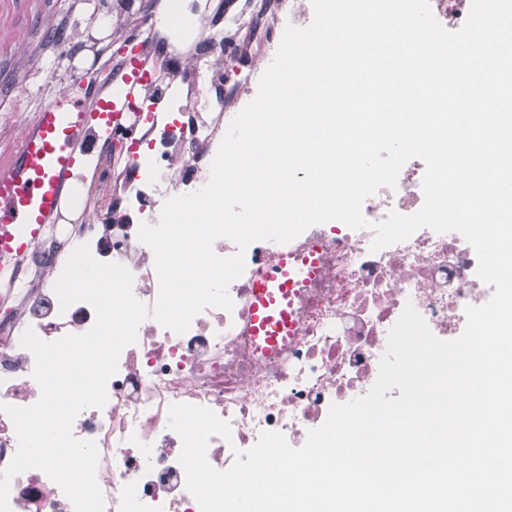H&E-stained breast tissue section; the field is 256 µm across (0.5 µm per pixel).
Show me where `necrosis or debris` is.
Wrapping results in <instances>:
<instances>
[{
  "label": "necrosis or debris",
  "instance_id": "necrosis-or-debris-1",
  "mask_svg": "<svg viewBox=\"0 0 512 512\" xmlns=\"http://www.w3.org/2000/svg\"><path fill=\"white\" fill-rule=\"evenodd\" d=\"M192 23L153 30L139 44L140 58L156 64L141 91L120 97L121 131L140 150L121 167L108 168L89 195L94 214L81 224H56L26 252L15 269L17 288L0 312V405L28 407L41 397L35 359L21 344L26 331L44 341L82 334L94 324L85 302L61 308L55 284L73 251L88 246L102 262L125 266L133 294L147 308L159 297L154 254L138 237L140 223L157 224L165 201L203 187L232 119L259 87L263 68L251 47L263 42L273 61L286 25L307 27L311 0H253L249 12L213 0H179ZM425 165L401 168L396 188H380L362 211L371 221L389 212L416 213L423 204ZM374 233L338 220L308 227L288 250L315 253L319 273L293 302L294 334L263 352L249 327L250 286L277 257L279 243L260 240L245 251V270L228 287L232 310L204 309L185 333L145 319L137 341L126 346L107 383L103 407L82 410L73 434L94 441L96 481L105 512H201L186 488L179 462L180 436L168 426L171 405L210 408L231 426V439L210 437L206 457L219 471L251 449L262 432L304 444L327 419L331 404L365 395L391 327L413 305L440 339L457 338L465 308L489 300L492 286L476 275L477 256L458 232L429 228L372 251ZM11 512H74L60 486L38 469L15 476Z\"/></svg>",
  "mask_w": 512,
  "mask_h": 512
}]
</instances>
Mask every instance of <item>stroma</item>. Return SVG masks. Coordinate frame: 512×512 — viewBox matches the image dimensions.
I'll return each mask as SVG.
<instances>
[{"mask_svg":"<svg viewBox=\"0 0 512 512\" xmlns=\"http://www.w3.org/2000/svg\"><path fill=\"white\" fill-rule=\"evenodd\" d=\"M160 0H108L109 28L93 19L87 0H0V170L12 164L36 112L62 94L95 97L106 73L102 59L124 40L144 38ZM65 28L59 47L49 36ZM56 67L60 79L47 86L40 64Z\"/></svg>","mask_w":512,"mask_h":512,"instance_id":"35a3bbf8","label":"stroma"}]
</instances>
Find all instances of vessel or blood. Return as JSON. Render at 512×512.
<instances>
[{
	"label": "vessel or blood",
	"mask_w": 512,
	"mask_h": 512,
	"mask_svg": "<svg viewBox=\"0 0 512 512\" xmlns=\"http://www.w3.org/2000/svg\"><path fill=\"white\" fill-rule=\"evenodd\" d=\"M122 114L111 100L88 106L65 98L43 106L25 133L15 161L0 171V281L57 220L73 171L89 150L93 132H117ZM319 271L317 260L280 252L252 284L251 330L266 350L293 335L297 321L288 307L295 288Z\"/></svg>",
	"instance_id": "b4317fda"
}]
</instances>
